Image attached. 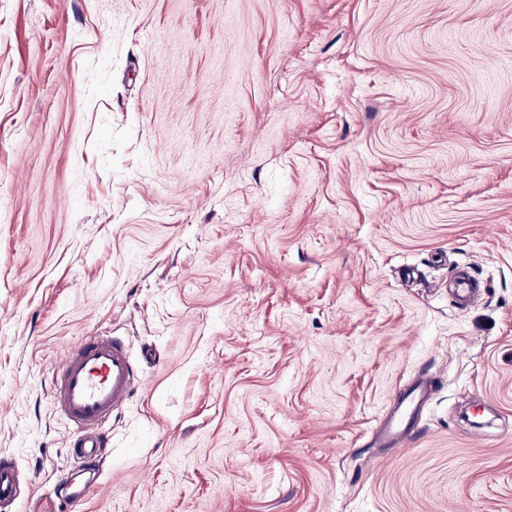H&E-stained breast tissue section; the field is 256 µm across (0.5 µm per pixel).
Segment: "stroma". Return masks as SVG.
Here are the masks:
<instances>
[{
  "label": "stroma",
  "instance_id": "obj_1",
  "mask_svg": "<svg viewBox=\"0 0 512 512\" xmlns=\"http://www.w3.org/2000/svg\"><path fill=\"white\" fill-rule=\"evenodd\" d=\"M91 335L143 384L81 512H512V0H0V512L87 480ZM125 339L84 337L52 370L50 397L71 428L70 453L86 465L102 466L109 433L104 425L141 385ZM431 398L427 382L416 380L407 389L404 398L394 412L386 415L378 424L374 435L376 441L385 448H404L408 445L413 427L422 408ZM18 474L15 463L9 459L0 460V503L8 504L18 496Z\"/></svg>",
  "mask_w": 512,
  "mask_h": 512
}]
</instances>
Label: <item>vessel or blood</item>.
Wrapping results in <instances>:
<instances>
[{"label": "vessel or blood", "instance_id": "vessel-or-blood-1", "mask_svg": "<svg viewBox=\"0 0 512 512\" xmlns=\"http://www.w3.org/2000/svg\"><path fill=\"white\" fill-rule=\"evenodd\" d=\"M141 384L125 339L84 337L52 371L50 397L56 414L71 429L72 456L84 464L102 466L109 434L106 423L121 410ZM431 398L427 382H413L394 412L378 424L375 439L387 448L406 447L422 408ZM13 461L0 460V503L18 496Z\"/></svg>", "mask_w": 512, "mask_h": 512}]
</instances>
